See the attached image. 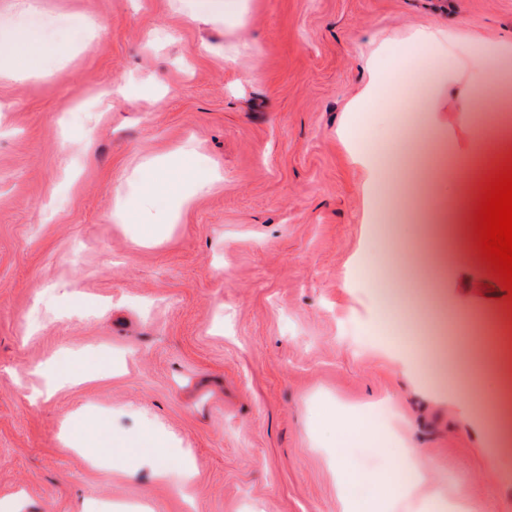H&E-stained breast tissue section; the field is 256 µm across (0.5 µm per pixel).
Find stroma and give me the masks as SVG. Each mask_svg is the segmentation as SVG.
<instances>
[{"mask_svg": "<svg viewBox=\"0 0 512 512\" xmlns=\"http://www.w3.org/2000/svg\"><path fill=\"white\" fill-rule=\"evenodd\" d=\"M0 0V501L30 512H341L327 437L311 418L380 403L440 489L471 512H512V459L481 479L475 431L370 355L364 325L414 316L426 271L407 250L406 194L377 193L362 221L346 104L377 48L438 24L454 57L512 42V0ZM44 47L15 69L16 28ZM223 176L148 232L117 221L115 184L177 147ZM379 282L347 287L355 264ZM108 347L121 375L38 404L63 357ZM86 406L131 436L156 425L193 481L91 468L61 446Z\"/></svg>", "mask_w": 512, "mask_h": 512, "instance_id": "obj_1", "label": "stroma"}]
</instances>
